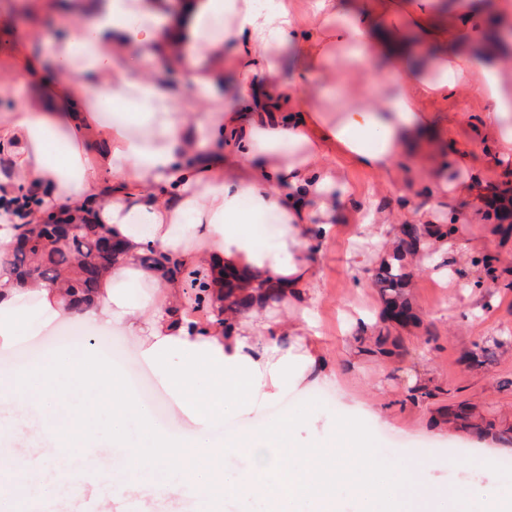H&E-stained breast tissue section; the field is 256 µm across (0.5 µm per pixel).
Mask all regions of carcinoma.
<instances>
[{
	"label": "carcinoma",
	"instance_id": "carcinoma-1",
	"mask_svg": "<svg viewBox=\"0 0 512 512\" xmlns=\"http://www.w3.org/2000/svg\"><path fill=\"white\" fill-rule=\"evenodd\" d=\"M78 210L87 213L79 228V238L71 247H58L60 228L54 224H35L23 233L29 242L27 250L14 254H0V278L6 276L17 288L41 286L46 280L56 281V287L66 299L78 304L91 301L94 289L112 265L118 262L110 253H102L100 244L110 239L108 229L95 216L94 206L83 204ZM448 235L441 225L413 227L406 232L393 255V263L381 267L377 274L381 296L386 304V315L398 322L413 318L405 296L406 273L402 261L408 254L417 252L427 238ZM142 265L157 270L167 279L183 278L182 267L169 266L171 259L164 253L150 249L140 257ZM360 352L366 355H385L387 337L360 335L356 337Z\"/></svg>",
	"mask_w": 512,
	"mask_h": 512
}]
</instances>
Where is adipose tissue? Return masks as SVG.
I'll list each match as a JSON object with an SVG mask.
<instances>
[{
    "mask_svg": "<svg viewBox=\"0 0 512 512\" xmlns=\"http://www.w3.org/2000/svg\"><path fill=\"white\" fill-rule=\"evenodd\" d=\"M313 23L302 27L288 0H186L185 16L158 21L156 0H107L89 25L44 60L21 54L16 72L36 90L0 123V151L9 183L45 189L43 206L104 199L101 223L124 239L129 253L100 283L90 305L68 310L51 288L32 289L37 311L19 303L16 288L0 285V347L37 335L41 320L72 315L100 332L119 328L140 342L141 361L171 396L177 417L194 430L183 435L158 422L96 347L82 356L35 355L0 374V413L36 404L42 430L55 439L43 464L27 467L10 424L0 422V459L13 464L23 492L45 487L44 473L59 449L96 440L100 412H108L111 443L127 448L132 471L108 480L100 502L137 493L139 475L161 480L153 492H194L205 512L224 496L252 498L266 512H297L301 500L334 512L337 485H346L362 512L410 496L423 512H448V497L426 469L398 476L369 460L367 437L351 428L337 439L304 445L294 421L282 417L216 439L226 419L274 403L311 381L333 379L315 341L310 313L269 322L253 310L226 327L218 309L226 267L261 274L283 301L317 299L312 248L326 241L338 201L349 193L338 174L345 162L374 173L380 187L397 177L403 153L433 171L430 192L475 196L478 180L467 154L455 160L461 178L445 183L431 149L437 124L427 99L481 78L493 104L490 129L502 156L512 155V53L493 45L459 54L460 35L439 17L435 0H309ZM225 64L237 76L235 101L212 104L213 73L203 62L230 42ZM302 60L294 80L280 76L282 54ZM181 69L191 96L165 84L162 68ZM98 76V88L82 83ZM222 141L225 152L206 150ZM98 151L100 168L86 162ZM160 250L207 283L212 314L202 320L182 305V285L141 266ZM76 389L89 393L80 409L63 412ZM137 422L145 447L127 446ZM240 454L247 469L227 471L219 460Z\"/></svg>",
    "mask_w": 512,
    "mask_h": 512,
    "instance_id": "ef3b65f1",
    "label": "adipose tissue"
}]
</instances>
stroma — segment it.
<instances>
[{
  "label": "stroma",
  "instance_id": "stroma-1",
  "mask_svg": "<svg viewBox=\"0 0 512 512\" xmlns=\"http://www.w3.org/2000/svg\"><path fill=\"white\" fill-rule=\"evenodd\" d=\"M100 2L0 0V80L17 86L16 97L0 98L1 121L15 111L18 97L28 93L15 74L19 54L29 49L49 55L71 37L77 19ZM430 108L448 118L440 131L446 180L458 178L454 157L464 150L483 184L512 189V159L497 154L485 125L492 103L479 89L449 93ZM398 172L394 187L379 196L374 192L376 175L343 166L350 192L338 206L335 232L314 254L318 298L313 314L324 356L336 370L335 383L290 391L288 404H271L231 420L224 430L231 434L285 415L297 420L306 440L339 435L354 426L368 436L370 459L381 471L422 463L443 487L449 474L483 471L491 456H512V228L485 218L474 201L429 195V178L411 157L399 159ZM420 210L427 211L430 223L451 227L448 251L437 267L431 263L432 249L407 256L403 265L415 320L388 325L395 344L392 356L360 354L358 330L350 319L362 314L371 325L384 324L376 276L391 261L403 230L420 225ZM371 211L387 221L384 234L361 229ZM491 279L497 288H486ZM71 326L70 318L56 319L37 336L0 350V370L23 366L50 338L80 352L92 338L71 333ZM480 345L488 347L487 357L472 359ZM418 364L427 369V386L436 392L422 401L410 397L415 386L411 370ZM461 405L474 419L494 422L496 437L478 436L451 419ZM510 497L512 471L501 469L494 492L481 493L476 482L460 485L448 509L492 512L494 499Z\"/></svg>",
  "mask_w": 512,
  "mask_h": 512
}]
</instances>
